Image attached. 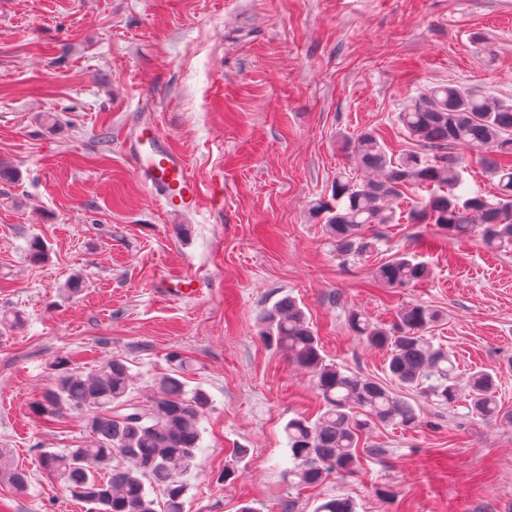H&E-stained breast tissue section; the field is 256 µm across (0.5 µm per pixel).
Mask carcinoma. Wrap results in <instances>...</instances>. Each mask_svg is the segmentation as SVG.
Listing matches in <instances>:
<instances>
[{
  "instance_id": "obj_1",
  "label": "carcinoma",
  "mask_w": 512,
  "mask_h": 512,
  "mask_svg": "<svg viewBox=\"0 0 512 512\" xmlns=\"http://www.w3.org/2000/svg\"><path fill=\"white\" fill-rule=\"evenodd\" d=\"M413 148L393 156L371 130L351 142L360 179L338 174L331 199L315 203L334 239L336 256L346 260L378 249L373 224H395L394 203L413 188L426 189L405 215L409 224H433L448 237L479 235L490 248L512 246V103L455 86H438L411 99L397 115ZM479 154L487 173L497 179L489 199L465 189L468 159ZM431 277L428 265L410 252L397 253L378 265L373 278L387 288H411ZM439 319L433 308L410 303L389 327L353 310L347 324L369 347L387 353L386 371L396 385L451 406L463 399L483 420H504L497 402L498 372L478 370L462 380L448 351L433 345L428 329ZM261 336L288 360L311 374L324 401L314 421H288L291 466L283 478L294 488L322 483L336 473L357 472L360 436L379 424L403 429L423 425L412 403L378 378L346 370L325 359L317 331L296 298L286 295L263 316ZM170 368L146 399L130 392L136 376L127 361L113 356L89 374L72 368L67 356L56 360L59 373L34 410L55 423L72 414L83 418L89 440L62 452L44 450L39 467L62 484L71 497L90 505V512H184L185 476L195 465L202 440L201 422L210 407L201 388L186 389L185 358L167 355ZM317 512H355L351 499L339 495Z\"/></svg>"
}]
</instances>
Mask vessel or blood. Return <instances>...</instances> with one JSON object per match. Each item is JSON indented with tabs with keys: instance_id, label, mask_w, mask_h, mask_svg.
Returning <instances> with one entry per match:
<instances>
[{
	"instance_id": "b4317fda",
	"label": "vessel or blood",
	"mask_w": 512,
	"mask_h": 512,
	"mask_svg": "<svg viewBox=\"0 0 512 512\" xmlns=\"http://www.w3.org/2000/svg\"><path fill=\"white\" fill-rule=\"evenodd\" d=\"M127 152L133 171L146 186L160 189V204L170 213L198 210L200 188L190 174L185 158L174 150L158 127L144 124L130 138ZM202 283L195 276H177L176 285L166 288L170 297L191 299L201 292Z\"/></svg>"
}]
</instances>
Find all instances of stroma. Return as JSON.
Masks as SVG:
<instances>
[{"label":"stroma","instance_id":"stroma-1","mask_svg":"<svg viewBox=\"0 0 512 512\" xmlns=\"http://www.w3.org/2000/svg\"><path fill=\"white\" fill-rule=\"evenodd\" d=\"M438 85L512 99V0H0V160L19 172L0 179V312L22 319L0 326V462L30 475L20 491L0 473V512L78 507L38 465L41 449L88 438L81 418L48 426L33 409L57 357L85 373L124 357L141 398L173 350L212 399L185 512H315L338 494L356 512H512V424L411 391L428 426H376L355 476L302 490L282 477L285 424L324 406L258 333L286 295L326 359L382 380L387 354L349 331V312L389 325L409 303L432 306L434 344L460 373L500 368L512 411V250L402 222L380 226L377 253L342 261L312 211L338 173L360 177L348 141L370 128L404 152L397 113ZM143 120L186 159L198 212H165L135 176L125 137ZM414 250L428 282L373 280ZM186 272L201 295L158 294Z\"/></svg>","mask_w":512,"mask_h":512}]
</instances>
